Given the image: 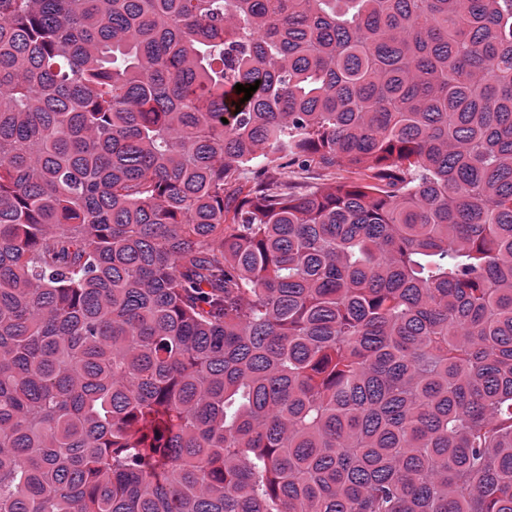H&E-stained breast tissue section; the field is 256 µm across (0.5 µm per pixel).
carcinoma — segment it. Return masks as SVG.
<instances>
[{
	"instance_id": "carcinoma-1",
	"label": "carcinoma",
	"mask_w": 512,
	"mask_h": 512,
	"mask_svg": "<svg viewBox=\"0 0 512 512\" xmlns=\"http://www.w3.org/2000/svg\"><path fill=\"white\" fill-rule=\"evenodd\" d=\"M0 512H512V0H0ZM281 173L283 181L308 189L322 187L335 180L338 181L340 178L352 177L351 174L337 168L336 170H331L330 173H328L314 168L301 169L295 166H290L282 169Z\"/></svg>"
}]
</instances>
